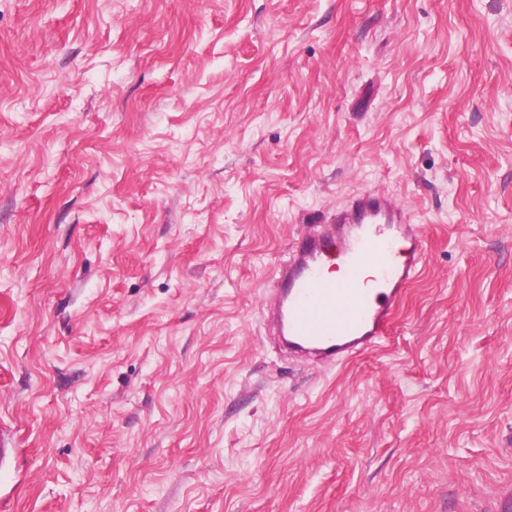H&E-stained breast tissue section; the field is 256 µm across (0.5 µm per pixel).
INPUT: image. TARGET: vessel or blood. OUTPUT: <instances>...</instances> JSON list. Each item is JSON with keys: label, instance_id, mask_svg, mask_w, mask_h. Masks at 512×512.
<instances>
[{"label": "vessel or blood", "instance_id": "obj_1", "mask_svg": "<svg viewBox=\"0 0 512 512\" xmlns=\"http://www.w3.org/2000/svg\"><path fill=\"white\" fill-rule=\"evenodd\" d=\"M425 252L422 227L402 203L363 192L326 223L310 225L289 248L263 309L266 323L293 358L339 366L386 341ZM336 263L343 276L328 278ZM370 264L377 285L367 289L360 273Z\"/></svg>", "mask_w": 512, "mask_h": 512}]
</instances>
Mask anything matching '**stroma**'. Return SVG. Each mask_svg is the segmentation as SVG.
Returning a JSON list of instances; mask_svg holds the SVG:
<instances>
[{
  "label": "stroma",
  "mask_w": 512,
  "mask_h": 512,
  "mask_svg": "<svg viewBox=\"0 0 512 512\" xmlns=\"http://www.w3.org/2000/svg\"><path fill=\"white\" fill-rule=\"evenodd\" d=\"M368 190L427 250L331 370L262 326ZM10 512H512V0H0Z\"/></svg>",
  "instance_id": "1"
}]
</instances>
